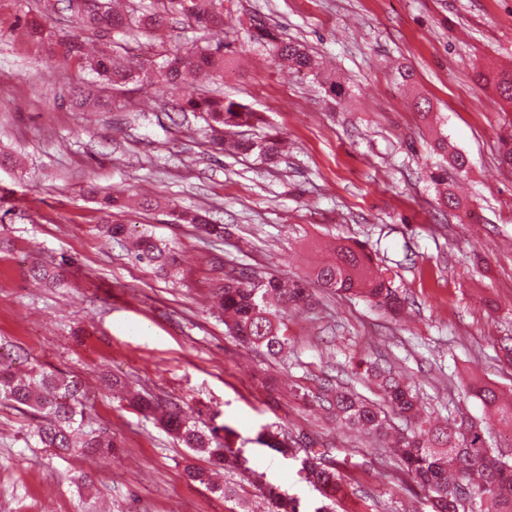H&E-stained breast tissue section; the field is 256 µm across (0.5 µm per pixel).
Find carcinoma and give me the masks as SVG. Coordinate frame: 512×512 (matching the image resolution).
<instances>
[{
    "instance_id": "carcinoma-1",
    "label": "carcinoma",
    "mask_w": 512,
    "mask_h": 512,
    "mask_svg": "<svg viewBox=\"0 0 512 512\" xmlns=\"http://www.w3.org/2000/svg\"><path fill=\"white\" fill-rule=\"evenodd\" d=\"M157 7L135 14L119 12L112 0H99L92 10L78 12V32L60 35L41 20L27 22L28 34L36 40L48 41L53 53L64 62L77 63L96 75L98 89L80 90L74 94L80 108H106L112 99L109 90L129 83L148 86L176 84L188 76L204 79L224 78V46L195 44L183 51L160 50L148 68L135 59L114 55L112 45L91 53L86 49L88 32L110 31L123 38L138 33H153L181 16L201 29L224 25V0H190L192 15L185 13L183 0H156ZM251 38L271 47L274 56L312 77L322 78L319 63L294 41L284 40L262 19H252ZM478 81L494 85L498 100L512 104V72L487 71L477 74ZM182 112H193L205 123L207 143L211 150L227 154H253L273 162L280 153V136L269 134L259 140L226 139L224 130L253 127L263 123L261 113L224 95L191 92L178 103ZM433 150L448 154V140L435 139ZM450 155V154H448ZM449 164L464 172L466 158L450 155ZM103 213V232L117 241L132 239V258L161 276H167L178 263L177 252L153 235L131 236L127 226L112 221V214L124 211L125 201L109 192L96 193ZM175 224H192L202 234L224 238L222 224H213L205 214L168 205ZM330 292L356 295L393 317L405 312L406 299L373 263L371 255L357 243L334 244L330 257L314 268L312 279L265 274L241 267L226 274L217 285L216 297L224 310L227 333L240 343L277 358L288 348V324L282 304H298L309 297V284ZM359 379L373 385L379 400L327 384L316 396L330 417L349 429H360L383 440L384 462L396 473L409 478L427 494L432 512H512V458L493 448L484 427L471 420L439 425L427 415L419 397L407 379L368 358L354 364ZM497 424L512 433V397L506 399L491 385L468 386ZM0 398L34 417L32 438L37 448H49L59 458L75 454L103 455L112 450V436L103 428L85 426L84 404L76 384L54 373L34 367L29 377L14 374L11 363L0 355ZM130 404L142 412L156 416L160 425L194 452H206L216 466L238 463L233 449L231 430L215 426L210 432L200 430L180 405L164 406L132 394ZM258 441L282 456L295 457L304 452L300 472L307 482L331 500L340 489L336 468L327 460V450L300 436L271 429L262 431ZM272 512H297L291 498H284L274 488L266 489Z\"/></svg>"
}]
</instances>
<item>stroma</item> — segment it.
Returning a JSON list of instances; mask_svg holds the SVG:
<instances>
[{
  "label": "stroma",
  "mask_w": 512,
  "mask_h": 512,
  "mask_svg": "<svg viewBox=\"0 0 512 512\" xmlns=\"http://www.w3.org/2000/svg\"><path fill=\"white\" fill-rule=\"evenodd\" d=\"M67 5L0 0V153L24 161L0 166L13 203L0 208V347L16 371L43 367L81 383L114 449L63 460L29 448L34 420L0 403V512H81L85 499L92 512H269L268 484L315 512L322 497L298 462L257 441L276 426L330 444L342 485L335 512H430L419 487L382 465L375 440L300 395L330 380L364 392L352 368L380 357L416 387L425 411L487 424L493 443L507 444L464 386L476 378L512 388L500 352L512 336V168L498 151L512 112L477 80L485 67H512V0H224L223 29L169 24L170 50L227 42L220 89L261 112L254 137L285 139L274 166L210 152L201 118L176 111L178 89L130 84L111 110L75 107L73 88L93 86L94 74L60 65L23 32L37 15L74 32ZM255 16L303 44L344 97L329 104L320 82L279 67L249 37ZM422 98L432 105L426 120L414 107ZM440 133L469 160L467 172L448 175L457 208L440 204L431 179L444 164L432 150ZM91 184L160 201L117 219L175 244V276L156 275L102 235ZM167 201L207 212L224 240L169 223ZM341 240L363 244L402 291V318L316 288L311 305L287 311L282 359L228 335L213 297L225 270L305 276L324 245ZM42 265L60 279L35 281ZM112 378L184 404L201 429L232 428L246 467L220 479L235 497L190 480L186 464L208 467L207 454L106 394ZM81 475L89 485L80 490Z\"/></svg>",
  "instance_id": "obj_1"
}]
</instances>
